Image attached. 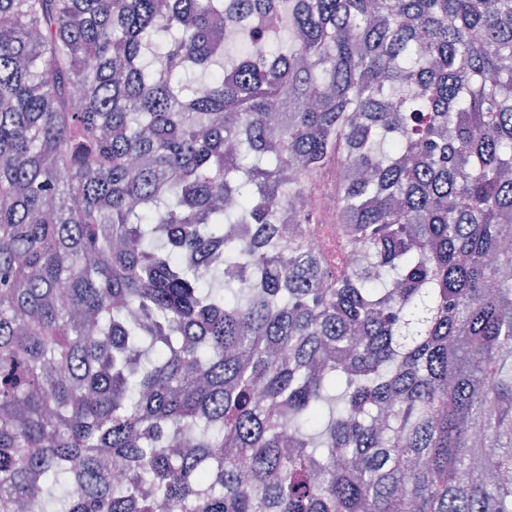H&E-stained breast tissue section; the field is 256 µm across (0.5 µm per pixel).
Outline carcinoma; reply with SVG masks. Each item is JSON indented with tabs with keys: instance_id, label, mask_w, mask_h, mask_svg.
Segmentation results:
<instances>
[{
	"instance_id": "obj_1",
	"label": "carcinoma",
	"mask_w": 512,
	"mask_h": 512,
	"mask_svg": "<svg viewBox=\"0 0 512 512\" xmlns=\"http://www.w3.org/2000/svg\"><path fill=\"white\" fill-rule=\"evenodd\" d=\"M510 59L512 0H0V512H512Z\"/></svg>"
}]
</instances>
